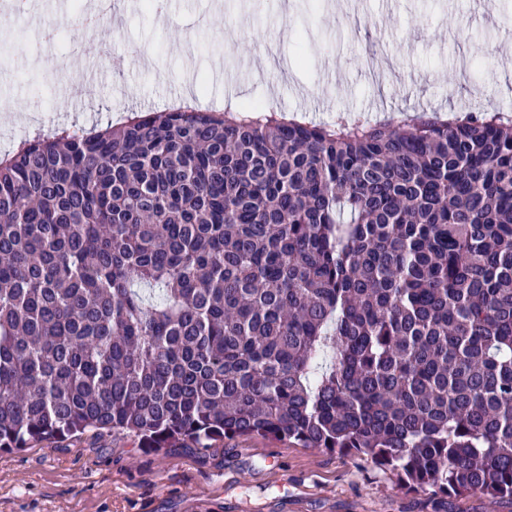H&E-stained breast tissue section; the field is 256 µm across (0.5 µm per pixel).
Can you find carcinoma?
Instances as JSON below:
<instances>
[{
    "label": "carcinoma",
    "mask_w": 512,
    "mask_h": 512,
    "mask_svg": "<svg viewBox=\"0 0 512 512\" xmlns=\"http://www.w3.org/2000/svg\"><path fill=\"white\" fill-rule=\"evenodd\" d=\"M109 434L260 437L512 512V119L193 106L22 140L0 452Z\"/></svg>",
    "instance_id": "cac0c4a2"
}]
</instances>
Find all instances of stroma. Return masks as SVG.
Returning a JSON list of instances; mask_svg holds the SVG:
<instances>
[{
  "label": "stroma",
  "mask_w": 512,
  "mask_h": 512,
  "mask_svg": "<svg viewBox=\"0 0 512 512\" xmlns=\"http://www.w3.org/2000/svg\"><path fill=\"white\" fill-rule=\"evenodd\" d=\"M39 12L0 29V150L21 135L26 111L43 126H106L118 109L163 111L193 69L197 102L222 110L261 103L312 124L363 111L393 121L405 111L512 108V0H167L158 25L149 0H130L113 49L152 55L126 79L109 60L83 100L64 106L59 65L81 71L66 24L74 0H36ZM61 20L54 45L39 25ZM237 73L226 97L215 67ZM0 512H433L394 476L366 463L261 438L152 453L104 435L70 445L0 453Z\"/></svg>",
  "instance_id": "35a3bbf8"
}]
</instances>
